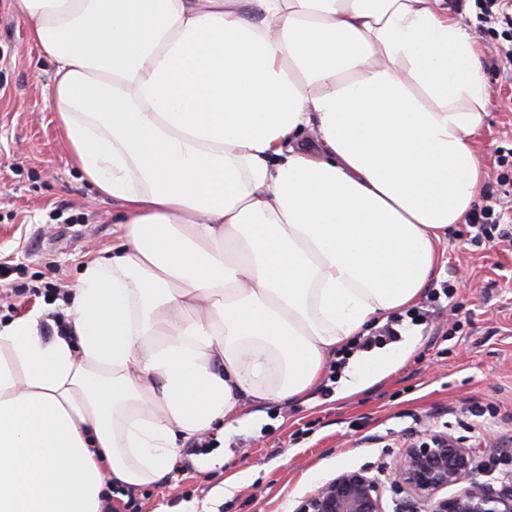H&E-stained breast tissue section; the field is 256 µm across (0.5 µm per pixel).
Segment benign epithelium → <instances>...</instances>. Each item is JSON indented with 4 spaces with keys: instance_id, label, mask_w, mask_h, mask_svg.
<instances>
[{
    "instance_id": "obj_1",
    "label": "benign epithelium",
    "mask_w": 512,
    "mask_h": 512,
    "mask_svg": "<svg viewBox=\"0 0 512 512\" xmlns=\"http://www.w3.org/2000/svg\"><path fill=\"white\" fill-rule=\"evenodd\" d=\"M391 484L431 502V512H512V479H478L475 453L452 435L429 432L403 449ZM452 496L437 494L448 487ZM385 483L362 469L343 470L303 498L294 512H385Z\"/></svg>"
}]
</instances>
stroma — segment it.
Returning <instances> with one entry per match:
<instances>
[{"label":"stroma","mask_w":512,"mask_h":512,"mask_svg":"<svg viewBox=\"0 0 512 512\" xmlns=\"http://www.w3.org/2000/svg\"><path fill=\"white\" fill-rule=\"evenodd\" d=\"M493 35L480 38L488 81V127L477 150L487 191L512 181L497 164L512 152V81L492 64ZM52 66L31 42L28 27L0 0V321L45 307L56 288L74 285L85 265L110 249L120 231L112 204L100 201L69 161L49 100ZM27 294L15 298L14 289ZM415 353L392 375L348 398L336 395L339 370L329 365L307 403L269 405L250 429L205 436L201 453L185 443L170 481L136 490L140 512L197 504L223 483L214 457L252 471L214 512H294L299 501L338 471L365 469L386 479L407 441L425 429L463 437L490 481L512 474V243L472 239L467 225L448 237L445 263L415 307ZM493 405L497 418L477 423L472 403ZM209 501V500H208Z\"/></svg>","instance_id":"1"}]
</instances>
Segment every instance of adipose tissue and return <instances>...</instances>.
<instances>
[{"label":"adipose tissue","mask_w":512,"mask_h":512,"mask_svg":"<svg viewBox=\"0 0 512 512\" xmlns=\"http://www.w3.org/2000/svg\"><path fill=\"white\" fill-rule=\"evenodd\" d=\"M71 162L122 228L0 323V512H101L403 314L475 210L488 84L454 0H14ZM62 313L63 327L43 334Z\"/></svg>","instance_id":"ef3b65f1"}]
</instances>
